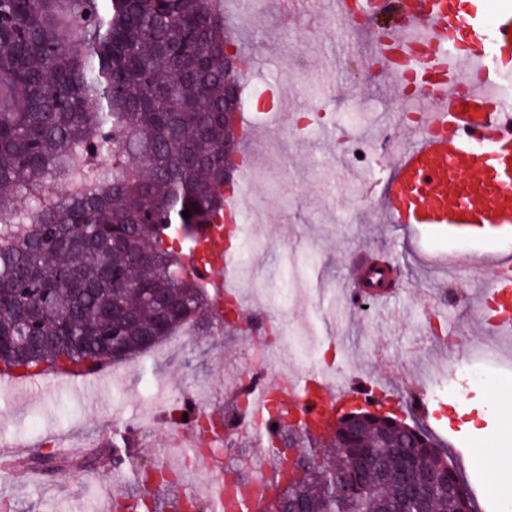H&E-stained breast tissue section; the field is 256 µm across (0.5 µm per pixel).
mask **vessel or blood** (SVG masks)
Wrapping results in <instances>:
<instances>
[{
	"mask_svg": "<svg viewBox=\"0 0 512 512\" xmlns=\"http://www.w3.org/2000/svg\"><path fill=\"white\" fill-rule=\"evenodd\" d=\"M394 22L381 26L390 50L384 61L392 75H412L431 110L421 131L398 151L384 184V201L394 224H418L438 235L454 232L492 236L512 229V117L504 113L512 86V6L484 17L460 9L456 0H381ZM204 257L186 256L188 272L223 296L232 259L224 239L208 232ZM501 311L483 323L498 337L512 335V252L490 257ZM284 404L306 408L312 419H333L352 400L383 401L376 384L353 380L336 387L314 372L297 380L261 384L257 408L267 393ZM267 477L227 497L216 494L213 512H249L269 494Z\"/></svg>",
	"mask_w": 512,
	"mask_h": 512,
	"instance_id": "b4317fda",
	"label": "vessel or blood"
}]
</instances>
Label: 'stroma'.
<instances>
[{"label": "stroma", "mask_w": 512, "mask_h": 512, "mask_svg": "<svg viewBox=\"0 0 512 512\" xmlns=\"http://www.w3.org/2000/svg\"><path fill=\"white\" fill-rule=\"evenodd\" d=\"M226 28L250 56L251 83L264 87L255 139H240V153H254L256 177L247 187L251 209L239 213L241 229L231 251L242 272L263 277L247 297L255 311L282 312L288 339L271 363L272 378L314 371L321 339L333 334L336 354L355 376L386 384L402 420L426 427L448 452L471 489L478 512H504L494 495L486 458L489 435L502 421L489 414L495 389L512 387V367L485 357L494 343L469 317L472 306L495 284V272L477 270L474 254L512 250V237L492 240L427 238L387 221L382 182L397 156L388 141L404 140L407 101L389 71L367 79L373 42L367 29L320 19L318 25L264 0L251 11L247 0H224ZM293 111L267 124L283 91ZM362 148L354 156L352 144ZM455 253L459 272L448 276L428 255ZM375 257L389 259L394 284L380 301L362 300L358 270ZM245 335L225 328L160 360L143 357L115 378L83 387L57 385L0 393V455L16 454L13 471L0 473V500L10 512H108L110 497L166 498L178 485L146 486L130 467L112 464V437L150 409L147 384L181 394L207 377L219 401L230 398L226 375L241 362ZM453 353L459 369L444 366ZM483 374L476 382L468 370ZM467 404L484 414L482 431L456 412ZM90 442L99 459L86 472L68 465L63 477L34 475L27 462L37 450Z\"/></svg>", "instance_id": "35a3bbf8"}]
</instances>
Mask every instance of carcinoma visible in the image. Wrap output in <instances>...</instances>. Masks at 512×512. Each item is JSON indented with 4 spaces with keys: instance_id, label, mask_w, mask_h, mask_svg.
<instances>
[{
    "instance_id": "carcinoma-1",
    "label": "carcinoma",
    "mask_w": 512,
    "mask_h": 512,
    "mask_svg": "<svg viewBox=\"0 0 512 512\" xmlns=\"http://www.w3.org/2000/svg\"><path fill=\"white\" fill-rule=\"evenodd\" d=\"M219 0H0V365L58 373L138 357L193 328L222 336L183 256L202 227H224L241 71ZM90 186L43 199L44 185ZM28 206L19 210V191ZM189 210V218L182 212ZM41 300L43 306L30 302ZM297 447L279 465L272 512H476L448 454L425 428L368 420L329 435L271 416ZM56 451L33 469L57 470Z\"/></svg>"
}]
</instances>
